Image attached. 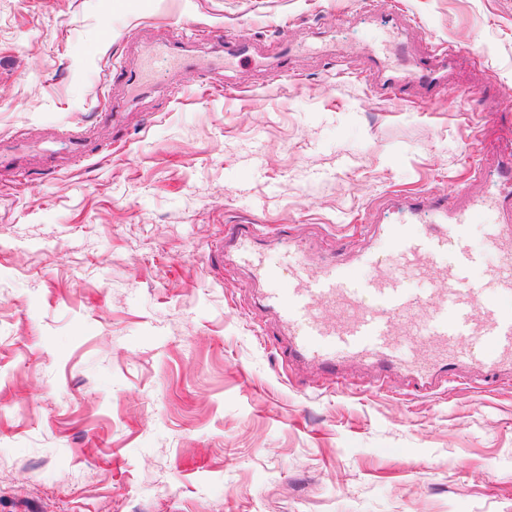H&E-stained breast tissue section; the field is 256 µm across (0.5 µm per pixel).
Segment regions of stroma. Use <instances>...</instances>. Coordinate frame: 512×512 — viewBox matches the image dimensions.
I'll return each instance as SVG.
<instances>
[{
	"label": "stroma",
	"mask_w": 512,
	"mask_h": 512,
	"mask_svg": "<svg viewBox=\"0 0 512 512\" xmlns=\"http://www.w3.org/2000/svg\"><path fill=\"white\" fill-rule=\"evenodd\" d=\"M390 5L466 53L435 106L337 75L383 24L363 0H0V144L28 169L0 175V512H512V380L322 383L281 356L264 283L208 262L228 224L349 261L397 196L496 192L512 0ZM176 36L194 69L108 84ZM222 40L254 62L211 74Z\"/></svg>",
	"instance_id": "obj_1"
}]
</instances>
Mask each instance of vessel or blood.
<instances>
[{
	"instance_id": "1",
	"label": "vessel or blood",
	"mask_w": 512,
	"mask_h": 512,
	"mask_svg": "<svg viewBox=\"0 0 512 512\" xmlns=\"http://www.w3.org/2000/svg\"><path fill=\"white\" fill-rule=\"evenodd\" d=\"M152 53L174 70L186 63L176 40L157 44ZM462 56L454 46L414 55L403 42L389 55L371 49L368 61L379 75L373 91L402 103L414 88L417 103L434 104L447 96ZM497 174L500 191L493 197L469 195L456 204L430 193L406 196L404 221L375 225L371 244L349 263L333 253L311 263L298 241L289 246L287 263L269 261L255 246L253 224L225 225L212 251L220 258L233 249L252 278L266 283L264 307L288 338L289 359L312 362L324 382L338 383L341 366L350 361L402 373L423 393L456 381L462 363L493 379L512 369V146ZM480 223L488 226L485 251L497 255L492 266L485 251L468 245L471 225ZM478 268L483 274L476 279ZM414 276L428 280L429 288H408ZM409 318L425 352L403 359L396 350Z\"/></svg>"
}]
</instances>
